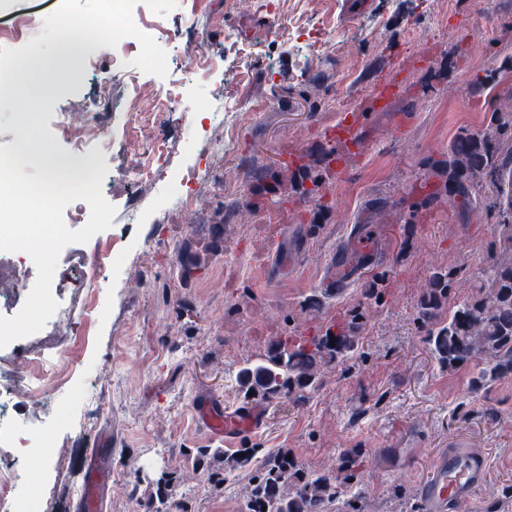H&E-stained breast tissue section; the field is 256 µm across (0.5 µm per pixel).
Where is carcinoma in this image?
<instances>
[{
  "instance_id": "obj_1",
  "label": "carcinoma",
  "mask_w": 512,
  "mask_h": 512,
  "mask_svg": "<svg viewBox=\"0 0 512 512\" xmlns=\"http://www.w3.org/2000/svg\"><path fill=\"white\" fill-rule=\"evenodd\" d=\"M508 100L511 104L492 113L484 130H464L456 137L448 152L447 170L434 166L436 175L448 174L445 189L433 187L428 177L412 187V193L426 205L453 206L470 201L477 181L486 179L495 186L492 207L502 217L497 224L500 251L476 292L454 306L448 319H439L459 277L457 270H440L430 276L417 303V321L425 328L441 368L453 371L475 361L482 364L484 381L512 373V212L502 208L501 202V180L507 160L512 158V96ZM307 169L303 161L293 167L280 166L277 177L283 195L297 190L298 176ZM360 328V316L353 315L309 340L282 342L271 348L261 363L243 368L239 385L245 393L270 402L288 394L299 403L317 386L328 366L357 351ZM287 455L288 451L280 450L264 459L247 494V512H324L326 502L336 495L331 474H310ZM251 459L248 451L231 458L222 452L213 456L229 473L247 466Z\"/></svg>"
}]
</instances>
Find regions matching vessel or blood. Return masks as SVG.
<instances>
[{"label":"vessel or blood","instance_id":"b4317fda","mask_svg":"<svg viewBox=\"0 0 512 512\" xmlns=\"http://www.w3.org/2000/svg\"><path fill=\"white\" fill-rule=\"evenodd\" d=\"M196 414L211 434L227 440L252 428L256 420L254 410L227 416L208 400L198 402ZM105 454L102 448L91 449L89 453L79 512H101L103 508L105 488L112 482V466ZM488 478L489 463L483 453L467 448L448 449L437 458L431 475L420 487L423 512H462Z\"/></svg>","mask_w":512,"mask_h":512}]
</instances>
